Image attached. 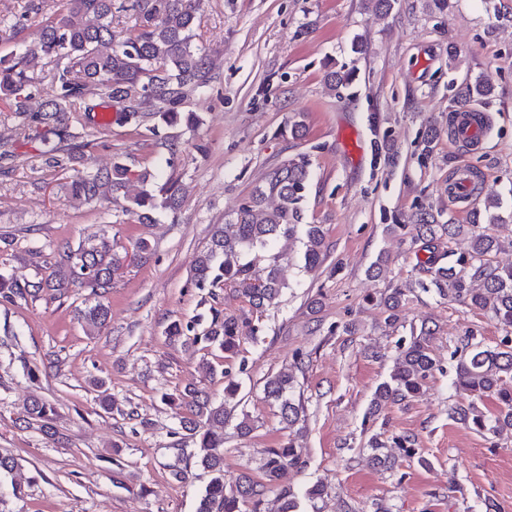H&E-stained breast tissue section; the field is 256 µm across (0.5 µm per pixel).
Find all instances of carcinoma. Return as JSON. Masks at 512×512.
<instances>
[{
  "label": "carcinoma",
  "instance_id": "obj_1",
  "mask_svg": "<svg viewBox=\"0 0 512 512\" xmlns=\"http://www.w3.org/2000/svg\"><path fill=\"white\" fill-rule=\"evenodd\" d=\"M203 0H68L64 10L45 17L39 41L20 56H0V104L25 117L21 134L39 136L45 146L43 166L59 172L83 157L86 144L79 141L78 125L92 119L94 99L104 93L110 103L104 108L116 112L121 125H133L156 134L159 126L200 124L194 112L182 111L191 89L210 85L214 80L209 55L194 43V29ZM132 13V28L117 30L113 21L120 14ZM49 67L45 74L49 89L34 81L28 71ZM355 79V70L346 66L327 67L323 82L336 94ZM493 84L487 78L465 80L455 87L452 98L456 109H466L491 95ZM40 99L38 107L31 102ZM151 174L135 171L115 162L112 167L75 176L66 182L72 197L91 202L111 193L123 197L126 211L141 222L152 221L159 207L176 209L182 200V187L169 179L161 202L146 184ZM309 177L305 158L278 165L255 186L235 216L214 227L210 243L195 258L190 284L198 289L229 287L241 294L251 313L263 314L278 303L287 282L283 263L289 261L291 245L304 230L301 261L307 270L318 269L325 260V234L319 224L304 223V191ZM414 242L427 253L419 270L427 278L416 284L425 291L435 289L441 296L462 302L489 314L505 330L501 345L490 347L466 342L456 356L455 387L469 398L466 404L449 408V416L473 425L495 437L512 432V266L493 263L502 249L500 237L489 233L477 221L457 224L443 211L419 210L410 216ZM470 239L469 248L457 254L447 246L459 236ZM256 253L265 265L256 274ZM57 270L46 278L24 284H8L0 277V290L6 298L36 299L46 288L67 290L89 288L96 294L112 288V279L125 258L117 254L104 236L73 248L58 249ZM405 289L394 288L380 297L378 305L386 313L388 325L398 320ZM89 333L107 325L109 305L98 301L80 311ZM257 332L247 317L221 314L212 309L203 339L229 358L238 352L242 339ZM433 330L423 326L412 339L399 346V356L389 380L375 390L372 406L401 404L420 391L421 382L434 369L429 345ZM296 374L285 369L268 377L265 397L277 405L280 421L293 429L304 415V404L294 397ZM240 386L224 371V399L215 402L203 391L189 388L179 398H164L177 409L181 428L195 440L200 466L210 474L201 491L196 512H261L267 490L278 486L290 469H300L304 461L293 440L265 450L264 481L240 478L231 489L224 485V426L232 419L229 405ZM492 396L497 412L486 415L478 401ZM54 409L34 396L25 407L22 423L37 425L48 437L56 435Z\"/></svg>",
  "mask_w": 512,
  "mask_h": 512
}]
</instances>
